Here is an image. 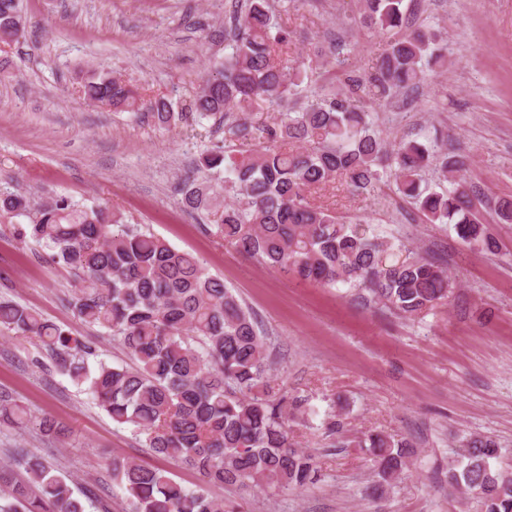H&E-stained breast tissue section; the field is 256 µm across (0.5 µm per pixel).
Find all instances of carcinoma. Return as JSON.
<instances>
[{"label":"carcinoma","instance_id":"obj_1","mask_svg":"<svg viewBox=\"0 0 512 512\" xmlns=\"http://www.w3.org/2000/svg\"><path fill=\"white\" fill-rule=\"evenodd\" d=\"M403 2L360 0L359 23L383 35L385 46L371 73L353 77L337 54L315 64H288V29L274 23L268 0H245L231 21L232 52L188 109L224 119L229 142L250 149L236 154L216 145L202 152L198 170L224 177L187 183L181 193L225 243L301 281L358 286L412 320L449 300L456 282L447 270L423 256L400 257L405 245L373 239L360 223L309 200L337 180L360 195L391 178L425 222L451 224L462 243L499 252V239L474 205V187L457 176L467 156L437 154L415 140L390 147L373 128V105L389 104L447 65L445 39L408 27ZM25 22L21 0H0L1 45L16 41ZM318 70L335 74L348 92L314 90L289 106L303 78ZM82 94L92 106L145 109L161 126L181 117L167 99H146L107 73L88 77ZM261 103L277 117L254 126L249 116ZM429 170L449 182L448 189L422 188V173ZM488 203L496 223L512 225L511 198ZM30 210L26 193L0 191V222L30 217L14 225L17 239L46 247L51 261L74 271L67 306L79 321L116 337L135 365L99 361L90 367L92 346L10 300L0 301L1 328L35 339L112 421L132 426L144 447L196 470L208 484L265 490L315 482L317 463L291 441L288 395L271 386L254 316L224 282L118 211L84 208L67 197ZM29 423L24 407L0 402V425ZM36 426L48 438L67 432L50 416ZM358 446L373 456L387 485L413 454L409 440L384 432L364 435ZM497 454L492 438L476 437L448 470V482L478 498L482 512H512V476L494 469ZM111 467L131 512H228L224 500L184 487L164 470L119 457ZM0 512L86 510L71 480L30 450L15 448L0 469Z\"/></svg>","mask_w":512,"mask_h":512}]
</instances>
